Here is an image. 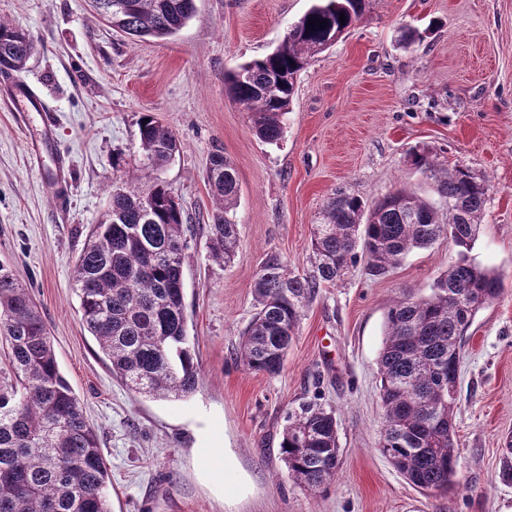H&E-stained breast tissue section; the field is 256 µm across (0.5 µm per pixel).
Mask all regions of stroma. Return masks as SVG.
<instances>
[{"instance_id":"1","label":"stroma","mask_w":512,"mask_h":512,"mask_svg":"<svg viewBox=\"0 0 512 512\" xmlns=\"http://www.w3.org/2000/svg\"><path fill=\"white\" fill-rule=\"evenodd\" d=\"M311 4L195 0L185 27L156 40L113 31L90 0H0V19L36 42L20 77L55 110L51 139L69 161L60 194L54 156H32L17 116L0 104V258L30 286L98 435L112 512H512V485L495 479L512 434V0H370L298 74L282 138L262 142L224 74L273 51ZM406 28L419 35L407 48ZM145 113L177 136L157 175L191 227L184 303L201 379L181 400L148 398L113 378L82 324L72 279L112 187L146 185ZM415 148L488 179L471 255L504 275L502 295L478 312L462 350L459 487L433 497L379 451L378 358L390 303L428 294L457 258L451 239L411 252L385 278L369 279L359 264L322 288L279 375L238 357L263 259L306 269L333 193L371 203L408 188L436 200L411 162ZM217 149L239 182L231 216L240 242L227 265L211 258L204 229ZM314 399L336 411L341 463L334 481L309 491L289 477L280 442L287 411Z\"/></svg>"}]
</instances>
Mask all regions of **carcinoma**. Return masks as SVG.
I'll return each instance as SVG.
<instances>
[{
    "label": "carcinoma",
    "mask_w": 512,
    "mask_h": 512,
    "mask_svg": "<svg viewBox=\"0 0 512 512\" xmlns=\"http://www.w3.org/2000/svg\"><path fill=\"white\" fill-rule=\"evenodd\" d=\"M102 2L100 17L142 39L174 36L195 10V0ZM368 2L315 0L276 49L224 73L228 91L251 111L258 138L280 139L298 72L347 33ZM311 18L327 25L310 30ZM33 50L25 29L0 21V71H21ZM139 149L147 168L157 171L177 149L175 133L149 114L139 121ZM410 157L445 208L403 189L372 205L334 193L314 231L309 270L296 274L277 255L262 263L253 285L256 312L238 354L252 371L279 374L320 288L336 283L361 257L367 274L379 279L412 250L451 239L458 258L434 279L431 293L406 294L388 308L378 359L384 409L379 450L408 483L436 495L457 485L454 420L465 332L479 309L499 298L504 278L469 256L489 181L464 166L442 167L425 148L411 150ZM207 180L217 204L206 225L211 255L227 263L239 243L238 225L228 217L239 187L234 166L220 150L210 157ZM184 221L179 199L156 177L141 193L114 190L73 268L84 327L110 362L112 376L152 398L188 397L200 380L186 326ZM0 340L8 346L15 378L14 386L0 389V512H112L97 433L60 371L29 287L3 262ZM281 453L298 485L315 491L334 480L340 464L335 410L309 402L289 411ZM497 478L512 484V436L504 440Z\"/></svg>",
    "instance_id": "cac0c4a2"
}]
</instances>
